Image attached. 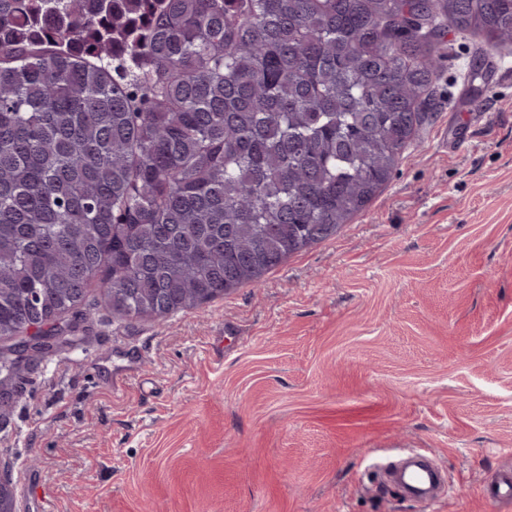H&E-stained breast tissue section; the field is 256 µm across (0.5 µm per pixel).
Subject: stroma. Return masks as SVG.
Returning a JSON list of instances; mask_svg holds the SVG:
<instances>
[{"label":"stroma","instance_id":"obj_1","mask_svg":"<svg viewBox=\"0 0 512 512\" xmlns=\"http://www.w3.org/2000/svg\"><path fill=\"white\" fill-rule=\"evenodd\" d=\"M448 30L437 107L336 235L198 309L112 312L0 407L20 512H499L512 448V47ZM424 505L367 480L415 449ZM481 492L484 499L491 503L512 505L511 466L508 471L499 470L490 482L483 485Z\"/></svg>","mask_w":512,"mask_h":512}]
</instances>
